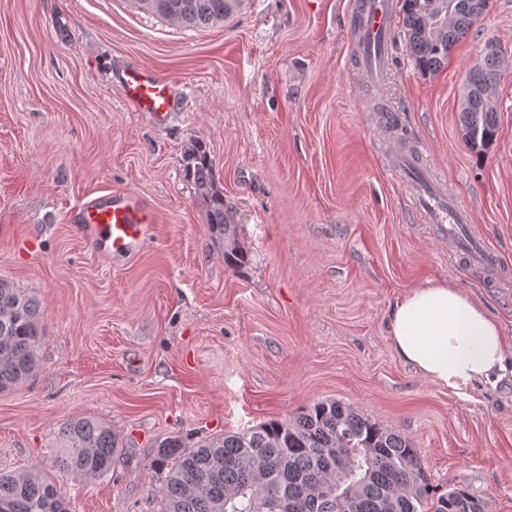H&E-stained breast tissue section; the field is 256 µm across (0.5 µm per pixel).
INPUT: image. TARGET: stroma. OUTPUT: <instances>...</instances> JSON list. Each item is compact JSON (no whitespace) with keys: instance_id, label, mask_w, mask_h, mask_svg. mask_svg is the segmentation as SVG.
<instances>
[{"instance_id":"1","label":"stroma","mask_w":512,"mask_h":512,"mask_svg":"<svg viewBox=\"0 0 512 512\" xmlns=\"http://www.w3.org/2000/svg\"><path fill=\"white\" fill-rule=\"evenodd\" d=\"M356 0H250L188 29L130 0H0V279L39 299V366L0 392V469L49 468V436L104 420L127 460L82 485L55 474L72 512H159L162 443L283 420L336 400L421 453L430 495L463 483L485 512H512V381L456 391L405 363L388 337L408 289L471 293L512 343V0H490L447 65L422 74L393 13L390 66L369 83L350 53ZM504 64L498 137L467 145L460 89L485 42ZM168 81L157 122L126 100L121 71ZM404 132L470 230L501 262L493 278L412 213L394 139ZM210 152L248 262L233 270L183 172ZM91 193L132 194L157 231L133 257H100L71 216Z\"/></svg>"}]
</instances>
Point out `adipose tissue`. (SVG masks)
<instances>
[{"instance_id": "obj_1", "label": "adipose tissue", "mask_w": 512, "mask_h": 512, "mask_svg": "<svg viewBox=\"0 0 512 512\" xmlns=\"http://www.w3.org/2000/svg\"><path fill=\"white\" fill-rule=\"evenodd\" d=\"M389 336L397 354L429 381L467 389L501 379L512 345L497 320L466 291L429 280L393 306Z\"/></svg>"}]
</instances>
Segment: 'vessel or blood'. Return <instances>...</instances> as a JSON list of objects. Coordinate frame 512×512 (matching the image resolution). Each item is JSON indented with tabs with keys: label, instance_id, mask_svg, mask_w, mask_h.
Listing matches in <instances>:
<instances>
[{
	"label": "vessel or blood",
	"instance_id": "vessel-or-blood-1",
	"mask_svg": "<svg viewBox=\"0 0 512 512\" xmlns=\"http://www.w3.org/2000/svg\"><path fill=\"white\" fill-rule=\"evenodd\" d=\"M392 0H364L357 27L353 31V52L369 82L381 83L389 67ZM124 96L157 120H164L173 99L167 84L140 67L125 71L119 81ZM389 164L395 170H408L416 178L410 185V204L426 223L448 228V240L463 241L468 222L466 210L447 197L435 181L418 148L401 142L391 153ZM75 220L82 237L91 245H106L109 254L133 256L144 241L156 233V220L139 200L109 193L86 197L79 205ZM466 245L469 262L488 270L500 268L497 255L481 243Z\"/></svg>",
	"mask_w": 512,
	"mask_h": 512
}]
</instances>
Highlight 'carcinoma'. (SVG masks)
Returning <instances> with one entry per match:
<instances>
[{
	"mask_svg": "<svg viewBox=\"0 0 512 512\" xmlns=\"http://www.w3.org/2000/svg\"><path fill=\"white\" fill-rule=\"evenodd\" d=\"M247 0H134L136 8L182 27L209 28L245 8ZM408 49L416 67L435 73L448 62L477 15L469 0H402ZM500 63L471 68L474 87L462 103L464 137L478 153L498 132L497 112L482 89L496 86ZM185 176L204 203L224 264L239 268L248 254L217 185L213 161L196 142L183 156ZM40 303L0 280V391L35 373L44 339ZM54 467L72 478H105L123 461L118 436L107 423L72 417L53 432ZM156 464L169 468L163 512H483L482 502L457 483L429 498L430 484L419 449L399 434L339 401H318L288 419L211 437L186 447L161 445ZM0 512H71L70 501L42 471L0 472Z\"/></svg>",
	"mask_w": 512,
	"mask_h": 512,
	"instance_id": "obj_1",
	"label": "carcinoma"
}]
</instances>
